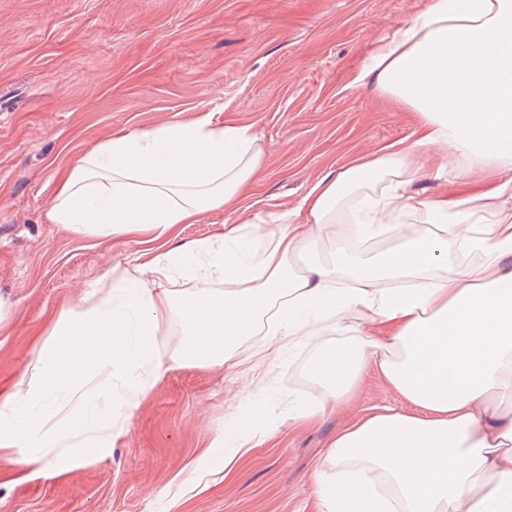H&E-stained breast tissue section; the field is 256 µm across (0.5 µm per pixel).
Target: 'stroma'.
<instances>
[{
    "label": "stroma",
    "instance_id": "obj_1",
    "mask_svg": "<svg viewBox=\"0 0 512 512\" xmlns=\"http://www.w3.org/2000/svg\"><path fill=\"white\" fill-rule=\"evenodd\" d=\"M428 0H0V390L42 346L63 304L124 269L149 243L100 241L49 223L73 161L112 135L206 116L249 127L263 170L235 210L180 225L179 242L223 224L293 210L322 178L414 139L416 112L356 83L381 40ZM413 194L462 199L512 178V162L438 169L418 151ZM324 332L238 366L174 367L108 457L55 476L0 465V512H322L315 473L365 410L400 404L375 374L348 407L303 421L320 403L308 364L341 340ZM249 440L232 468L217 435Z\"/></svg>",
    "mask_w": 512,
    "mask_h": 512
}]
</instances>
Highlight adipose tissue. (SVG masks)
<instances>
[{
	"label": "adipose tissue",
	"instance_id": "1",
	"mask_svg": "<svg viewBox=\"0 0 512 512\" xmlns=\"http://www.w3.org/2000/svg\"><path fill=\"white\" fill-rule=\"evenodd\" d=\"M410 105L418 136L387 157L359 161L305 196V223L288 214L268 225H227L212 238L178 244L174 230L236 205L263 166L248 127L207 117L113 136L80 156L48 213L89 237L123 234L157 244L108 286L63 310L18 382L0 395V459L20 470L62 475L106 457L142 400L175 364H224L251 336L266 359L292 342L339 325L363 308L352 336L322 349L308 373L319 411L342 403L373 370L414 412L385 405L358 415L330 445L332 476L317 475L323 512H512V179L448 202L419 200L408 186L416 147L441 165L473 168L512 159V0H431L384 39L357 76ZM382 183L368 212L372 236L395 234L396 211L438 225L372 259L291 261L329 224L345 198ZM261 240L251 261L231 244ZM478 251L480 263L448 266V246ZM356 280L337 284L340 271ZM205 273L220 292L172 297L174 274ZM181 333L155 346L164 311Z\"/></svg>",
	"mask_w": 512,
	"mask_h": 512
}]
</instances>
